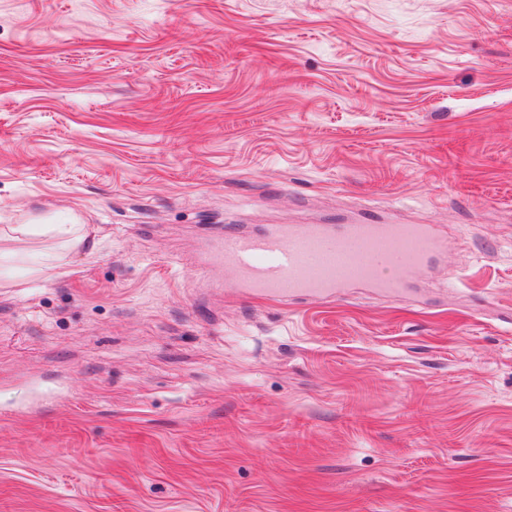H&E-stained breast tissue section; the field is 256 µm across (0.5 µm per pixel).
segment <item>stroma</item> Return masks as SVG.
Returning <instances> with one entry per match:
<instances>
[{
    "instance_id": "stroma-1",
    "label": "stroma",
    "mask_w": 512,
    "mask_h": 512,
    "mask_svg": "<svg viewBox=\"0 0 512 512\" xmlns=\"http://www.w3.org/2000/svg\"><path fill=\"white\" fill-rule=\"evenodd\" d=\"M352 223L447 247L214 260ZM0 512H512V0H0ZM443 247L432 224H344L225 232L217 251L241 292L292 303L353 285L396 292Z\"/></svg>"
}]
</instances>
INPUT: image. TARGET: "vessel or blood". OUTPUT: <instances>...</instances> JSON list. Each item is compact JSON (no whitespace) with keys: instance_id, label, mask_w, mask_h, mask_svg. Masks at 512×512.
I'll use <instances>...</instances> for the list:
<instances>
[{"instance_id":"1","label":"vessel or blood","mask_w":512,"mask_h":512,"mask_svg":"<svg viewBox=\"0 0 512 512\" xmlns=\"http://www.w3.org/2000/svg\"><path fill=\"white\" fill-rule=\"evenodd\" d=\"M443 246L430 224H347L228 232L217 251L241 292L295 302L354 285L396 292Z\"/></svg>"}]
</instances>
